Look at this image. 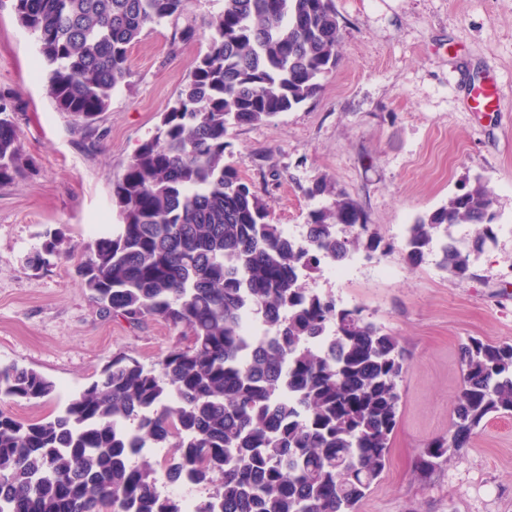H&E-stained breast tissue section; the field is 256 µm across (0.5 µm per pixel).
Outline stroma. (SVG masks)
I'll use <instances>...</instances> for the list:
<instances>
[{
	"instance_id": "1",
	"label": "stroma",
	"mask_w": 512,
	"mask_h": 512,
	"mask_svg": "<svg viewBox=\"0 0 512 512\" xmlns=\"http://www.w3.org/2000/svg\"><path fill=\"white\" fill-rule=\"evenodd\" d=\"M343 19L342 60L320 92L259 125L231 128L225 161L267 203L272 223L306 231L315 205L304 190L327 179L355 198L372 231L395 248L354 255L345 276L328 268L307 285L359 306L398 336L408 356L399 418L386 468L356 512H512V416L481 424L469 445L450 449L430 478L418 462L446 435L468 338L512 343V0H335ZM224 0H190L186 13L144 30L128 73L93 128L56 110L35 76V37L0 0V95L14 99L26 174L0 187V365L54 381L45 403L8 401L22 420L49 418L123 352L152 365L176 331L101 312L79 285L87 246L120 218L112 181L155 131L187 81L204 39L180 32L217 16ZM495 85L503 109L477 112L475 89ZM494 189L497 239L454 280L439 252L410 266L398 249L406 227L458 191L466 178ZM59 255L28 259L49 237Z\"/></svg>"
}]
</instances>
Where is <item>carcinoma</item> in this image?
I'll return each mask as SVG.
<instances>
[{"label": "carcinoma", "instance_id": "obj_1", "mask_svg": "<svg viewBox=\"0 0 512 512\" xmlns=\"http://www.w3.org/2000/svg\"><path fill=\"white\" fill-rule=\"evenodd\" d=\"M188 0H15L35 35L36 75L72 121L90 127L127 75L142 32L177 19ZM205 52L154 134L112 181L120 224L97 237L77 274L94 304L152 319L188 339L150 367L124 352L50 419L0 410V512H183L161 478L198 487L195 512H355L383 473L407 364L399 339L306 278L363 248L394 249L369 231L359 203L333 196L296 240L269 219L253 186L225 163L229 128L268 122L317 95L341 60L334 0H224ZM0 97V186L26 170ZM494 192L481 175L407 228L417 264L434 248L451 277L496 239ZM473 227L460 246L452 228ZM58 256L55 241L29 258ZM258 317L253 335L244 321ZM56 384L0 366V401L43 402ZM512 416V344L470 338L448 435L419 460L430 473L487 418ZM149 448H172L153 461Z\"/></svg>", "mask_w": 512, "mask_h": 512}]
</instances>
